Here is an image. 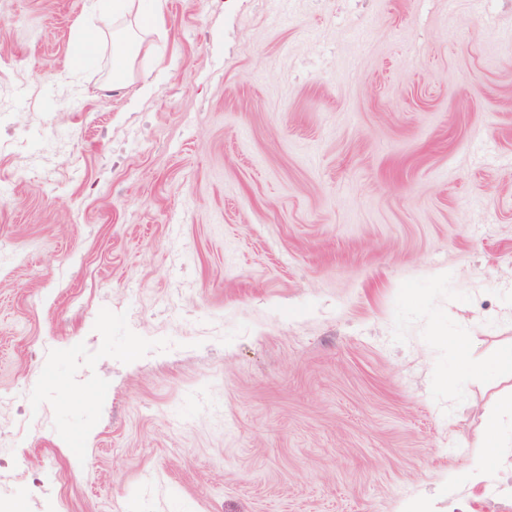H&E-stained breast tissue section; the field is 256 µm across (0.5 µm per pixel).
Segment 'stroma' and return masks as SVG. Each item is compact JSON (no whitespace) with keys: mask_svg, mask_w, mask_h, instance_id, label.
Segmentation results:
<instances>
[{"mask_svg":"<svg viewBox=\"0 0 512 512\" xmlns=\"http://www.w3.org/2000/svg\"><path fill=\"white\" fill-rule=\"evenodd\" d=\"M85 4L0 0V512H512V0H167L117 89ZM511 423L508 442L512 444V392L501 398L496 409L487 419L486 434L479 445L474 466L468 471L466 480L473 485L492 482L491 465L497 460L498 448H504V420Z\"/></svg>","mask_w":512,"mask_h":512,"instance_id":"obj_1","label":"stroma"}]
</instances>
